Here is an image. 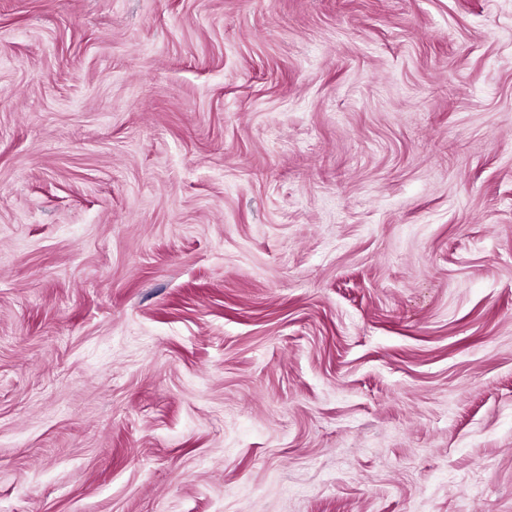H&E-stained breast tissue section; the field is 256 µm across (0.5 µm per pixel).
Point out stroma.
<instances>
[{
  "instance_id": "1",
  "label": "stroma",
  "mask_w": 512,
  "mask_h": 512,
  "mask_svg": "<svg viewBox=\"0 0 512 512\" xmlns=\"http://www.w3.org/2000/svg\"><path fill=\"white\" fill-rule=\"evenodd\" d=\"M0 512H512V0H0Z\"/></svg>"
}]
</instances>
